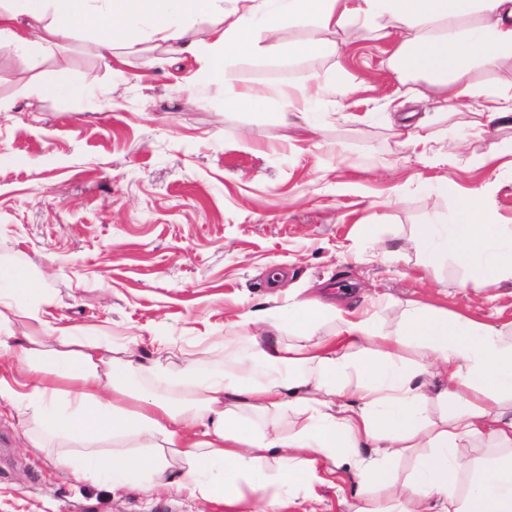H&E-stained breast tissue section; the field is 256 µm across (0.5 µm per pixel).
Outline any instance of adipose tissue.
Returning a JSON list of instances; mask_svg holds the SVG:
<instances>
[{"label": "adipose tissue", "mask_w": 512, "mask_h": 512, "mask_svg": "<svg viewBox=\"0 0 512 512\" xmlns=\"http://www.w3.org/2000/svg\"><path fill=\"white\" fill-rule=\"evenodd\" d=\"M238 2L229 15L223 0H0V44L36 60L84 29L108 63L113 22L144 17L157 40L196 54L203 76L219 82L229 56L252 51L254 27L274 36L314 20L335 33L331 42L289 44V55L302 57L341 55L348 29L359 26L388 43L384 67L425 79L435 113L512 121V82L467 77L473 63L512 69V0ZM94 16L102 25L89 26ZM190 16L213 19L212 42H185L182 21ZM454 197L453 222L416 225L413 245L431 258L451 257L476 286L512 280V225L494 221L481 191ZM46 301L24 269L0 270V355L34 381L25 395L36 424L28 440L41 450L63 444L55 462L78 479L172 489L231 512L251 499L256 512H280L287 498L345 468L360 490L388 491L382 512H512V339L503 327L415 301L405 303L392 334L378 332L370 305L351 311L311 300L278 312L250 309L241 323L270 336L287 326L310 344L256 345L250 360L263 367L256 381L204 369L172 376L186 395L176 410L128 389L132 375L165 374L141 362L135 342L115 348L96 332L51 324ZM18 317L29 322L21 335ZM328 320L334 334L315 336ZM412 344L418 357L404 354ZM429 402L438 419L425 413ZM247 406L271 415L265 431L241 415ZM483 438L496 455L459 484L463 444ZM114 441L126 451L107 450ZM410 453L415 464L400 488L395 465Z\"/></svg>", "instance_id": "1"}]
</instances>
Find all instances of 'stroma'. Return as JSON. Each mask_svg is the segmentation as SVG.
I'll return each instance as SVG.
<instances>
[{"mask_svg":"<svg viewBox=\"0 0 512 512\" xmlns=\"http://www.w3.org/2000/svg\"><path fill=\"white\" fill-rule=\"evenodd\" d=\"M139 28L136 49L115 38L108 66L81 31L35 67L0 46V263L39 279L49 312L102 327L116 345L138 337L146 363L152 337H166L174 371L203 356L209 369L236 371L261 332L238 314L295 300L374 296L386 333L409 300L512 321L511 281L467 285L451 258L428 260L408 243L415 225L448 223L450 180L485 190L512 225V122L481 131L469 112L442 120L418 101L393 108L390 96L412 82L377 73L385 44L359 28L341 57L282 52L333 40L315 23L274 41L256 31V50L227 61L224 86L153 41L147 22ZM61 69L71 89L45 92ZM329 73L335 88L282 125L281 92ZM363 79L376 90L346 91ZM228 87L266 98L230 104ZM410 112L467 167L407 145L396 126ZM495 148L500 158L487 162ZM29 428L20 404L0 400V512H225L184 494L75 480L54 453L30 448ZM355 490L351 479L340 492L318 484L315 500L296 495L285 512H350Z\"/></svg>","mask_w":512,"mask_h":512,"instance_id":"obj_1","label":"stroma"}]
</instances>
